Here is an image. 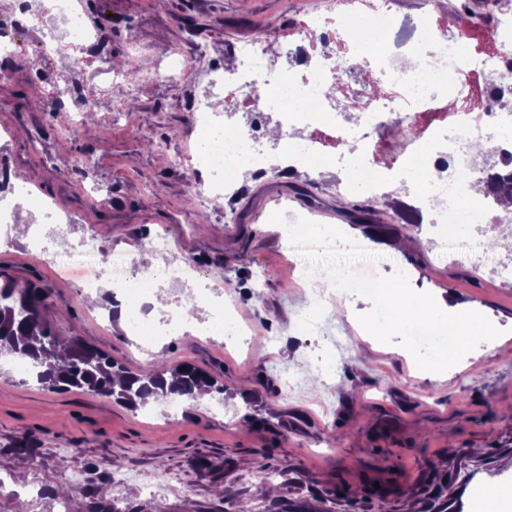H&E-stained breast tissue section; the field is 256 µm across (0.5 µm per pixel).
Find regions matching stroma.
<instances>
[{"label": "stroma", "mask_w": 512, "mask_h": 512, "mask_svg": "<svg viewBox=\"0 0 512 512\" xmlns=\"http://www.w3.org/2000/svg\"><path fill=\"white\" fill-rule=\"evenodd\" d=\"M102 52L74 47L70 66L43 52V26L65 34L44 0H0V31L14 40L12 63L0 79V164L31 189L28 210H13L0 232V269L38 281L51 304L46 320L58 336L79 337L129 371L149 374L188 361L223 385L204 403L129 409L82 391L52 392L0 363V512H56L55 491L99 478L104 497L124 512H318L317 494L334 491L327 512H443L468 479L488 480L512 461V288L491 266L442 253L437 227L412 213L417 190L372 201L374 221L350 224L345 210L359 196L343 194L335 161L302 166L290 176L256 174L216 204L199 198L187 173L195 167L199 131L195 103L215 67L232 68L244 40L283 45L301 20L333 0H77ZM512 0H396L397 17L422 11L451 20L452 32L493 22ZM184 60L169 67L172 55ZM140 70L130 81L127 64ZM112 69V91L100 90L99 65ZM37 98H26L30 83ZM73 90L70 111L92 108L95 119L72 131L52 114L55 83ZM306 185L321 209L316 224L338 231L361 252L396 241L413 275L411 298L441 291L491 337L480 338L459 371L432 380L417 372L431 353L411 349L401 330L372 344L368 329L384 301L344 292L314 306L321 328H304L301 260L324 248L305 227L286 233L276 210H301L288 195H268L289 182ZM63 225L55 261L32 251L29 230ZM99 250L77 253L86 234ZM166 241L163 258L193 263L209 283L198 301L186 282H168L170 309L154 322L186 317L196 330L152 342L131 334L110 312L119 295L98 288L88 303L82 283L97 266L155 263L152 237ZM237 311L247 334L238 343L214 327L219 305ZM297 379L284 386L285 375ZM34 443L38 455L19 473L3 455L13 442ZM449 491L435 499L438 474ZM384 495H368L369 483Z\"/></svg>", "instance_id": "1"}]
</instances>
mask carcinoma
Segmentation results:
<instances>
[{"label":"carcinoma","instance_id":"obj_1","mask_svg":"<svg viewBox=\"0 0 512 512\" xmlns=\"http://www.w3.org/2000/svg\"><path fill=\"white\" fill-rule=\"evenodd\" d=\"M503 168L490 169L486 194L497 202L512 201V171L509 159L501 158ZM373 210L355 205L346 212L350 224H369ZM31 280L22 283L8 274L0 275V355L29 362L37 382L54 392L88 391L113 399L130 409L146 405L147 397L158 401L172 396L196 398L200 392L224 393L214 380L189 362L151 374H133L97 350L72 339L63 341L43 317L50 294ZM70 492L86 499V512H120L99 497L97 487H72Z\"/></svg>","mask_w":512,"mask_h":512}]
</instances>
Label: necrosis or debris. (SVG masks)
<instances>
[{
    "label": "necrosis or debris",
    "instance_id": "4bbe7bcc",
    "mask_svg": "<svg viewBox=\"0 0 512 512\" xmlns=\"http://www.w3.org/2000/svg\"><path fill=\"white\" fill-rule=\"evenodd\" d=\"M352 6L350 21L343 26L336 25L330 13L307 20L302 30L303 36L310 39L303 59L304 70H274L265 48L253 42L239 46V66L225 75L224 87L231 92L238 86H263L259 97L262 109L252 124L233 131L226 122L217 119L214 106L207 104L196 112L195 122L202 136L197 142L198 166L193 179L208 194L222 196L226 191V166L242 163L260 175L270 171L283 175L289 164L319 158L321 137L329 133L337 143L356 147L357 173L343 176L344 190L374 200L383 195L388 183L402 175L413 171L425 173L422 194L435 202L430 223L447 229L449 250L460 249L470 260H482L485 251L481 242L460 230L457 213L467 210L473 224H492L497 218L494 197L477 202L468 198L465 176L479 171L470 151L473 140L495 133L499 136L495 151L512 152V142L500 137L501 131L512 128V21L497 23L491 30L500 44L499 53L477 57L469 52L461 36L415 23L397 31L393 39L381 46L368 44L361 15L381 20L393 18L396 0H353ZM335 34L345 49L355 52V68L339 71L330 67L325 57L317 55L318 46ZM364 68H374L386 75V93L371 96L365 89L355 88L357 72ZM474 68L487 74V92L499 99V111L485 112L471 105L462 77ZM448 84L453 87L455 107L448 114L447 124L430 129L426 139L415 136L396 148L385 172L372 171L371 157L378 141L386 139L389 128L401 118L421 114ZM348 113L360 116L363 133H353L341 123V116ZM269 120L284 129L303 126L310 134L299 143L284 142L281 155H266L262 133ZM325 256V263L305 264L308 279L326 282L331 271L341 267L379 265L378 260L351 250L339 239ZM106 273L111 285L121 290L129 327L139 336L152 329L141 302L146 285L159 276L172 281L190 279L198 271L187 263L146 265L135 274L113 265L107 267Z\"/></svg>",
    "mask_w": 512,
    "mask_h": 512
}]
</instances>
